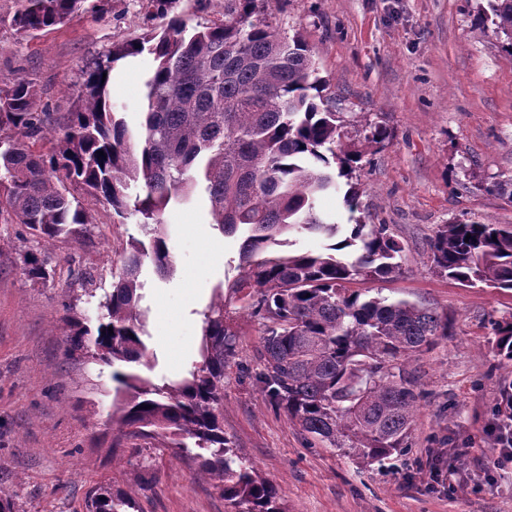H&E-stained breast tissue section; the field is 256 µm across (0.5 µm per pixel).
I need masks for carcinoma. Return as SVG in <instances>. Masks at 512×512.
<instances>
[{"label":"carcinoma","mask_w":512,"mask_h":512,"mask_svg":"<svg viewBox=\"0 0 512 512\" xmlns=\"http://www.w3.org/2000/svg\"><path fill=\"white\" fill-rule=\"evenodd\" d=\"M85 0H20L11 24L22 32L64 24ZM176 0H143L162 31L117 46L87 72L88 94L52 125L35 107L31 82L0 87V216L36 243L80 239L91 217L71 192L80 188L125 220L141 216L146 238L129 237L112 292L98 302L96 329L61 318L67 349L113 368L117 399L108 415L119 425L117 448L160 438L198 463L216 482L232 512H284L277 486L238 456L224 435V366L236 338L224 321V290L203 313L200 360L175 379L143 374L155 367L141 307L144 263L165 275L174 258L163 231L173 204L201 190L211 223L240 235V274L228 285L261 321L254 381L276 413L323 447L357 463L408 453L406 438L424 392L408 370L412 357L448 337V317L405 299L348 292L357 278L378 279L399 269L401 244L387 224L356 221L334 241L338 226L316 211L319 196L339 191L357 209L353 181L367 149L385 146L390 132L375 126L342 139L336 98L326 95L314 51L296 34L284 37L253 18L255 0H224V19L188 28L171 14ZM477 14L491 23L512 53V0H487ZM143 51L156 67L144 82L139 126L114 112L109 83L114 64ZM53 134L47 150L36 142ZM512 205V179L483 186ZM311 233L333 240L321 253L280 252L282 237ZM434 270L465 286L512 291V224H438L428 240ZM33 281L53 277L34 250L23 254ZM113 331H108V328ZM498 356L512 361V319L492 322ZM501 404L489 432L494 445L512 440V378L499 384ZM87 512H141L129 492L99 485Z\"/></svg>","instance_id":"obj_1"}]
</instances>
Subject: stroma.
Returning a JSON list of instances; mask_svg holds the SVG:
<instances>
[{"instance_id": "obj_1", "label": "stroma", "mask_w": 512, "mask_h": 512, "mask_svg": "<svg viewBox=\"0 0 512 512\" xmlns=\"http://www.w3.org/2000/svg\"><path fill=\"white\" fill-rule=\"evenodd\" d=\"M483 0H259L258 15L281 35H301L330 81L342 130L359 138L383 125L392 139L356 172L360 213L389 225L403 252L396 275L354 282L359 291L407 299L448 318V336L412 362L426 394L408 434L409 452L384 464H358L308 447L298 427L274 412L253 383L261 325L238 303L224 317L236 355L224 368V434L237 454L274 482L285 512H512V460L499 458L488 432L500 360L491 323L512 316V291L466 287L430 267L432 228L458 220L512 224V206L483 191L512 178V54L492 25L475 26ZM18 0H0V85L31 81L38 109L71 111L85 73L116 46L133 44L159 21L141 0H84L62 26L22 33L10 21ZM143 53L119 61L112 95L129 124L141 117ZM93 223L78 240L40 247L56 275L30 280L20 256L30 244L0 221V489L16 512H86L91 487L135 494L143 512H227L213 480L192 460L153 439L136 454L112 452L115 384L110 367L66 352L58 328L63 303L95 326L96 298L111 291L136 219L117 223L110 207L82 196ZM175 259L168 277L144 265L149 325L161 314L202 321L216 289L237 274L240 236L211 223L205 198L164 215ZM96 276L88 297L84 272Z\"/></svg>"}]
</instances>
